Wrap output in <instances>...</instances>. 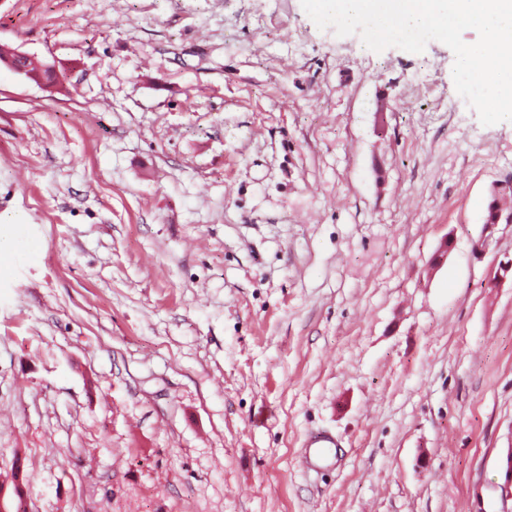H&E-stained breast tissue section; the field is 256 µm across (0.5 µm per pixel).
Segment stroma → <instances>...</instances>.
Listing matches in <instances>:
<instances>
[{"label": "stroma", "instance_id": "35a3bbf8", "mask_svg": "<svg viewBox=\"0 0 512 512\" xmlns=\"http://www.w3.org/2000/svg\"><path fill=\"white\" fill-rule=\"evenodd\" d=\"M0 44L60 78L0 64L27 512H502L512 121L448 46L377 53L301 0H0ZM313 430L342 444L317 473ZM504 196L512 197V184L497 186L492 190L484 219L485 223L508 224L507 221L509 219L512 220V209L502 208L500 205V201Z\"/></svg>", "mask_w": 512, "mask_h": 512}]
</instances>
